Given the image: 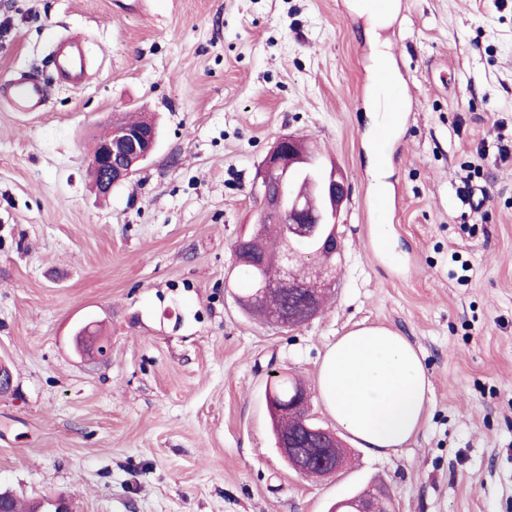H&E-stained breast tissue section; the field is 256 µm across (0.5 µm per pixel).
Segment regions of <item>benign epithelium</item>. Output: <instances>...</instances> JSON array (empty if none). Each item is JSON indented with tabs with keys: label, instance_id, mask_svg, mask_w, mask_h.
<instances>
[{
	"label": "benign epithelium",
	"instance_id": "benign-epithelium-1",
	"mask_svg": "<svg viewBox=\"0 0 512 512\" xmlns=\"http://www.w3.org/2000/svg\"><path fill=\"white\" fill-rule=\"evenodd\" d=\"M157 144L156 130L146 131L141 128L116 127L107 140L102 142L97 152L91 155L88 169L96 190L107 194L112 187L130 178L138 167L153 154ZM319 170L315 157L298 137L292 134L281 136L273 149L261 163L258 193L263 200V210L251 229L240 233L234 241V265L243 266L250 263L251 256L263 250V232L261 225L268 223L269 217L278 218V223L289 225V235L302 238L310 234L317 224H333L339 214L342 203L349 196L350 187L345 178L332 171L327 176L314 181L313 191L321 199L296 193L288 177L297 172ZM297 255L290 250L281 252L273 265L271 277L264 287L258 289L253 301L264 304V294L271 289H281L289 293L301 291L304 294L302 314L289 309L266 308L262 319L282 329L297 327L315 318L318 304L324 292L327 273L325 267L311 275L308 282H303L294 274ZM312 417L304 416L297 420V425L304 428L316 453L320 457L319 469H313L296 454L295 436L287 433L279 437L277 450L288 466L301 476L308 478H330L336 476L344 467L339 448L341 442L336 433L325 429H312L308 421ZM384 504L379 511L376 504ZM391 496L388 491L375 486L371 489L340 501L331 512H390Z\"/></svg>",
	"mask_w": 512,
	"mask_h": 512
}]
</instances>
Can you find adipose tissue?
Wrapping results in <instances>:
<instances>
[{"label": "adipose tissue", "instance_id": "adipose-tissue-1", "mask_svg": "<svg viewBox=\"0 0 512 512\" xmlns=\"http://www.w3.org/2000/svg\"><path fill=\"white\" fill-rule=\"evenodd\" d=\"M317 387L331 415L363 447L385 451L416 437L432 384L405 336L366 326L347 331L328 348Z\"/></svg>", "mask_w": 512, "mask_h": 512}]
</instances>
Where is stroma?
<instances>
[{"label": "stroma", "mask_w": 512, "mask_h": 512, "mask_svg": "<svg viewBox=\"0 0 512 512\" xmlns=\"http://www.w3.org/2000/svg\"><path fill=\"white\" fill-rule=\"evenodd\" d=\"M0 0V83L39 73L41 111L0 99V489L74 512H328L386 485L394 512H512V0H405L380 31L407 110L385 159L359 0ZM93 65L59 83L54 42ZM149 113L153 157L96 198L112 116ZM314 140L347 180L328 308L299 328L248 317L232 244L254 223L275 140ZM471 178V197L458 188ZM100 324L105 357L75 336ZM384 326L420 352L423 426L311 481L274 444L266 392L314 387L336 338Z\"/></svg>", "instance_id": "obj_1"}]
</instances>
